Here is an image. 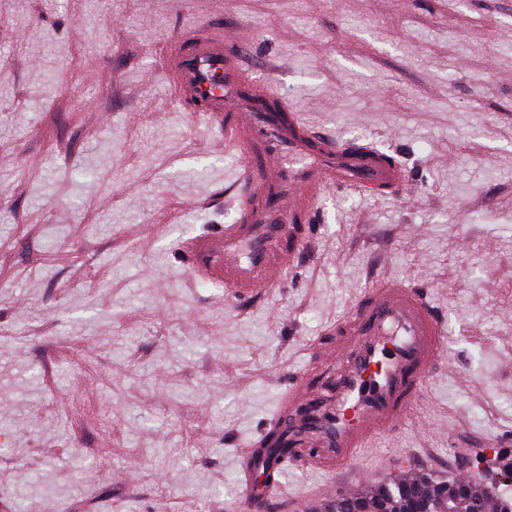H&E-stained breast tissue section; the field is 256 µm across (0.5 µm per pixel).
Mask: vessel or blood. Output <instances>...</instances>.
Wrapping results in <instances>:
<instances>
[{"label":"vessel or blood","mask_w":512,"mask_h":512,"mask_svg":"<svg viewBox=\"0 0 512 512\" xmlns=\"http://www.w3.org/2000/svg\"><path fill=\"white\" fill-rule=\"evenodd\" d=\"M161 71L175 102L202 116L241 160L232 222L179 246L180 261L222 286L225 300L251 303L283 288L320 222L326 191L397 197L407 187L405 168L388 151L320 131L271 86H254L223 27L170 39ZM335 332V344L315 349L243 457L242 500L260 512L281 484L262 476L270 437H281L289 467L343 473L397 430L430 370L447 358L444 316L425 292L398 279L364 291Z\"/></svg>","instance_id":"vessel-or-blood-1"}]
</instances>
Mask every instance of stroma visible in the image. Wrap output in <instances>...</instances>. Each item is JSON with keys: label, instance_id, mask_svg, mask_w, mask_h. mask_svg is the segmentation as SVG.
Wrapping results in <instances>:
<instances>
[{"label": "stroma", "instance_id": "35a3bbf8", "mask_svg": "<svg viewBox=\"0 0 512 512\" xmlns=\"http://www.w3.org/2000/svg\"><path fill=\"white\" fill-rule=\"evenodd\" d=\"M237 29L305 121L414 186L328 193L305 262L235 304L176 259L234 153L175 105L161 50ZM427 290L448 357L377 482L512 463V0H0V497L15 512H238L240 450L378 275ZM290 470L273 502L315 503Z\"/></svg>", "mask_w": 512, "mask_h": 512}]
</instances>
